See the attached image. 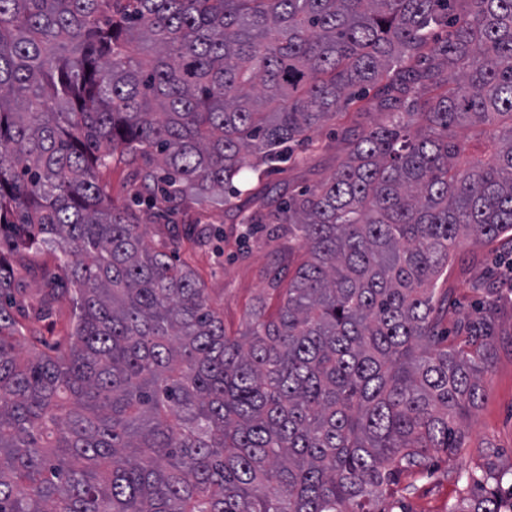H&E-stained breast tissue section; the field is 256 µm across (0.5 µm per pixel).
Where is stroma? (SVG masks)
<instances>
[{
    "label": "stroma",
    "mask_w": 512,
    "mask_h": 512,
    "mask_svg": "<svg viewBox=\"0 0 512 512\" xmlns=\"http://www.w3.org/2000/svg\"><path fill=\"white\" fill-rule=\"evenodd\" d=\"M329 122L317 129L311 145L300 147L305 162L296 166L284 163L268 178L258 179L245 171L244 180L252 195L265 196L269 188L288 194L313 187L327 179L347 152L341 126ZM251 195V196H252ZM202 226L218 224L221 239L213 247L187 251L180 249L177 259L189 261L203 282L210 299L224 308V326L235 331L245 323L247 311L256 299H264L267 316H275L279 298L269 290L266 275L277 264L287 262L288 254L298 251V242L282 237L268 239L261 228L247 230L231 212H213L195 207L186 213L163 221L154 212L140 215V224L149 246L157 247L184 238L190 222ZM512 274V249L485 245L468 240L457 250L448 266L447 276L437 284V294L447 297L448 307L438 318V329L450 341L462 342L464 326L472 321L486 300L485 285L496 281V323L492 338V368L483 380L484 399L461 425L467 436L466 452L449 459L436 456L424 472H406L395 486V498L401 512H448L461 489L470 488L473 497H482L485 485L479 461L485 460L497 469H512V286L505 282ZM20 276L27 302H35L48 284L67 287L68 282L55 264L42 257H31L27 270Z\"/></svg>",
    "instance_id": "obj_1"
}]
</instances>
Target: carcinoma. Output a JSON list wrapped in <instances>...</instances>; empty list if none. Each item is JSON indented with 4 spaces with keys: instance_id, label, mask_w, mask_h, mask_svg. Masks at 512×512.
<instances>
[{
    "instance_id": "carcinoma-1",
    "label": "carcinoma",
    "mask_w": 512,
    "mask_h": 512,
    "mask_svg": "<svg viewBox=\"0 0 512 512\" xmlns=\"http://www.w3.org/2000/svg\"><path fill=\"white\" fill-rule=\"evenodd\" d=\"M370 87L329 180L240 214L304 255L227 333L140 207L240 209ZM470 236L512 239V0H0V512H388L482 401L494 308L463 346L434 323ZM45 251L75 302L48 351L14 312ZM486 477L449 512H512ZM102 179L107 183L114 198H122L133 192L130 170L124 166L111 168L104 172Z\"/></svg>"
}]
</instances>
